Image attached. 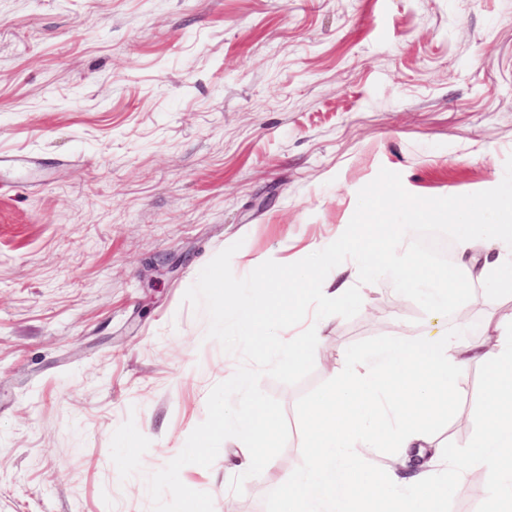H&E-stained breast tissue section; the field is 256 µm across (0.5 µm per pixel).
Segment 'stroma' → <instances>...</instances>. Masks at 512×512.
I'll list each match as a JSON object with an SVG mask.
<instances>
[{"label":"stroma","instance_id":"stroma-1","mask_svg":"<svg viewBox=\"0 0 512 512\" xmlns=\"http://www.w3.org/2000/svg\"><path fill=\"white\" fill-rule=\"evenodd\" d=\"M0 512H150L146 478L207 416L240 358L207 338L185 291L223 249L245 277L298 261L390 190L399 253L444 224L415 208L512 182V0H0ZM332 317L313 373L265 377L308 462L309 404L366 352L426 315L389 278ZM460 343L512 295L470 285ZM485 369L459 381L466 452ZM244 444L180 472L214 512H286L275 474L246 480Z\"/></svg>","mask_w":512,"mask_h":512}]
</instances>
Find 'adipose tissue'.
I'll return each mask as SVG.
<instances>
[{"label":"adipose tissue","mask_w":512,"mask_h":512,"mask_svg":"<svg viewBox=\"0 0 512 512\" xmlns=\"http://www.w3.org/2000/svg\"><path fill=\"white\" fill-rule=\"evenodd\" d=\"M384 209L383 195L365 193L364 223L347 225L327 260L341 274L388 269L404 286L421 285L425 328L400 333L368 357L343 355L342 377L308 407L306 467L281 478L288 512H446L448 478L464 488L475 467L490 477L485 512H512V318L489 319L483 341L458 345L442 326L456 268L401 256ZM416 218L451 224L469 259L498 247L501 258L484 262L477 276L486 292L512 294V184L484 198L421 204ZM473 365L486 369L481 431L469 453H446L431 430L456 413L459 378ZM361 447L387 449V465H366L355 454Z\"/></svg>","instance_id":"adipose-tissue-1"}]
</instances>
